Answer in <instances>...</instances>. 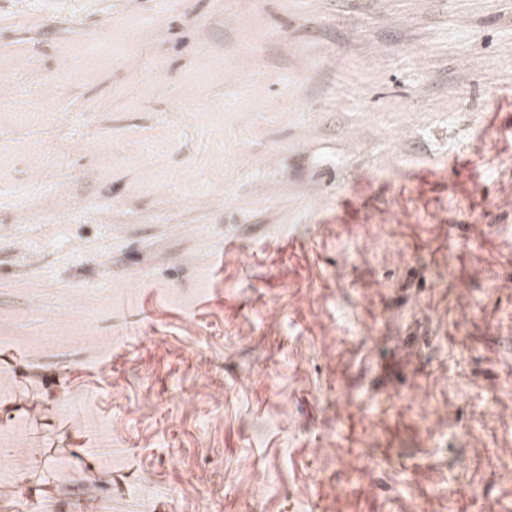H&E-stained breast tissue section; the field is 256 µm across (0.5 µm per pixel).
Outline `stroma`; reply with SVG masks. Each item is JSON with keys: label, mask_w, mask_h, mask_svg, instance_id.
<instances>
[{"label": "stroma", "mask_w": 512, "mask_h": 512, "mask_svg": "<svg viewBox=\"0 0 512 512\" xmlns=\"http://www.w3.org/2000/svg\"><path fill=\"white\" fill-rule=\"evenodd\" d=\"M1 448L0 512H512V0H0Z\"/></svg>", "instance_id": "obj_1"}]
</instances>
